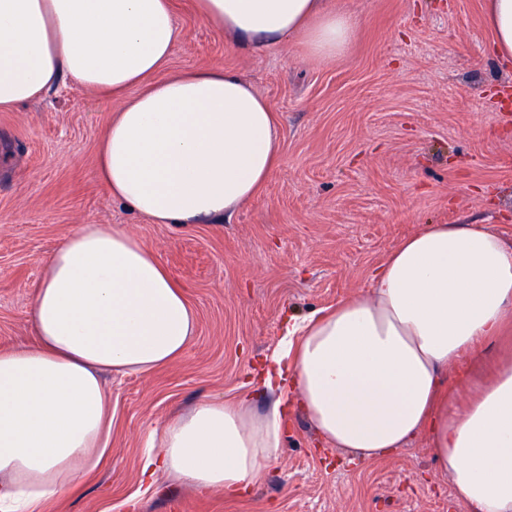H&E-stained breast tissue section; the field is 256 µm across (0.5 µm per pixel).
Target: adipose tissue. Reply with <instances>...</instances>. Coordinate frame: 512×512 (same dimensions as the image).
Masks as SVG:
<instances>
[{"label": "adipose tissue", "instance_id": "ef3b65f1", "mask_svg": "<svg viewBox=\"0 0 512 512\" xmlns=\"http://www.w3.org/2000/svg\"><path fill=\"white\" fill-rule=\"evenodd\" d=\"M202 20L260 52L301 44L319 61L352 43L335 0H195ZM493 51L512 62V0H488ZM179 38L173 0H0V110L62 80L116 102L98 145L112 200L156 224H202L262 193L279 168L280 122L236 73L163 74ZM36 341L0 349V512H50L106 455L105 371L147 374L195 334L182 286L121 226L84 224L49 258L31 304ZM512 246L481 224H430L402 238L358 298L290 318L254 415L244 399L169 421L143 482L204 490L256 485L281 454L288 409L361 460L426 434L468 512H512ZM493 348L486 381L461 396L448 367Z\"/></svg>", "mask_w": 512, "mask_h": 512}]
</instances>
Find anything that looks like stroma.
Segmentation results:
<instances>
[{
    "mask_svg": "<svg viewBox=\"0 0 512 512\" xmlns=\"http://www.w3.org/2000/svg\"><path fill=\"white\" fill-rule=\"evenodd\" d=\"M358 21L343 56L299 44L264 53L175 0L169 70L223 64L280 117L282 163L262 194L207 224H153L96 174L112 101L62 81L0 112V348L30 346L28 309L48 256L83 224H119L184 288L197 320L184 353L148 375L105 374L110 450L53 512H467L427 437L372 461L320 442L302 412L244 497L196 493L144 452L197 403L235 396L288 317L352 299L403 237L429 224H483L512 245V65L491 49L485 0H340Z\"/></svg>",
    "mask_w": 512,
    "mask_h": 512,
    "instance_id": "obj_1",
    "label": "stroma"
}]
</instances>
